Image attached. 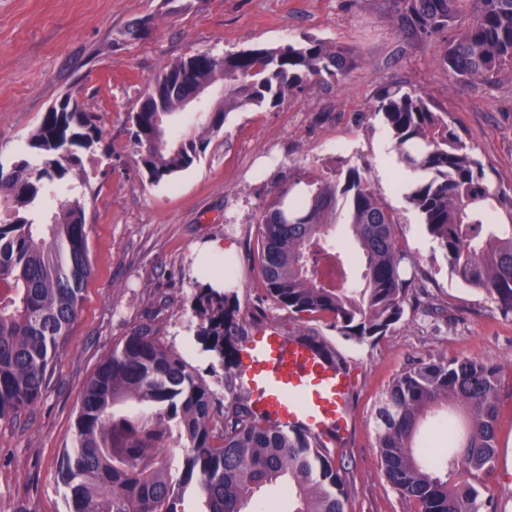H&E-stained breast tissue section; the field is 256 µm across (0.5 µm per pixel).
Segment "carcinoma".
<instances>
[{"mask_svg":"<svg viewBox=\"0 0 512 512\" xmlns=\"http://www.w3.org/2000/svg\"><path fill=\"white\" fill-rule=\"evenodd\" d=\"M392 18L410 36L431 41L470 14L446 41L439 64L472 90L495 86L512 72V0H388ZM354 51L308 37L277 48L224 56L197 53L170 64L132 115L131 138L150 182L188 169L208 141L181 131L173 145L164 120L198 87L221 79L224 108L201 125L219 131L228 113L274 109L286 93L344 81L358 67ZM66 111L47 112L27 150L0 172V419L17 420L44 395L47 376L77 320L91 276L84 205L58 197V182L81 170L80 151L99 138L96 116L71 95ZM382 115L399 161L418 174L407 198L438 243L451 271L493 296L512 313V195L491 186L447 114L426 93L386 87ZM342 223L357 254L333 251ZM259 274L265 299L294 313L326 315L340 335L358 343L385 335L409 305H421L419 267L396 232L398 215L385 204L365 168L338 167L332 176L296 172L274 189L257 216ZM359 264L360 275L347 268ZM194 337L203 352L232 365L248 332L237 295L211 285L190 302ZM325 361L340 358L305 336ZM499 369L474 358L421 361L399 374L376 409V448L388 482L415 512H497L481 498L477 477L495 460ZM448 416L447 444L420 443L428 415ZM74 448L60 478L71 512H184V496L203 512H248L255 492L280 484L289 512H345L344 482L326 441L302 429L284 430L258 415L239 392L214 407L212 393L181 354L166 345L151 318L120 339L89 379L75 422ZM179 449L173 478L166 455Z\"/></svg>","mask_w":512,"mask_h":512,"instance_id":"carcinoma-1","label":"carcinoma"}]
</instances>
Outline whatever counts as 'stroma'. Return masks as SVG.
I'll return each mask as SVG.
<instances>
[{"label":"stroma","instance_id":"obj_1","mask_svg":"<svg viewBox=\"0 0 512 512\" xmlns=\"http://www.w3.org/2000/svg\"><path fill=\"white\" fill-rule=\"evenodd\" d=\"M139 21L148 32L135 39L128 29ZM304 36L353 49L358 68L344 82L288 96L274 110L229 113L190 168L150 182L130 140L129 116L166 66L198 52L276 48ZM442 48V39L401 32L387 0H0V170H11L44 112L64 95L94 113L100 130L82 155L83 176L58 191L85 206L92 274L43 398L19 421L0 420V512H70L58 467L73 443L84 387L146 312H157L161 336L185 356L215 404L230 400L229 370L201 352L189 328L190 300L204 281L196 250L216 240L235 247L227 282L247 331L263 324L287 337H318L349 367L348 432L330 448L347 512H412L381 470L375 406L414 361L454 357L500 370L497 457L482 473L480 491L495 498L499 512H512V314L451 273L406 196L412 175L371 110L385 87L424 91L472 147L492 186L512 191V73L488 90L462 89L438 64ZM339 165L366 167L399 213L400 237L426 291L423 307H407L385 336L364 344L339 335L327 316L264 300L258 275L256 209L294 170L328 173Z\"/></svg>","mask_w":512,"mask_h":512}]
</instances>
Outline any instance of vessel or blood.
<instances>
[{"label":"vessel or blood","mask_w":512,"mask_h":512,"mask_svg":"<svg viewBox=\"0 0 512 512\" xmlns=\"http://www.w3.org/2000/svg\"><path fill=\"white\" fill-rule=\"evenodd\" d=\"M241 380L254 394L255 411L284 429L301 426L327 436L347 428L348 372L275 330H260L245 346Z\"/></svg>","instance_id":"obj_1"}]
</instances>
